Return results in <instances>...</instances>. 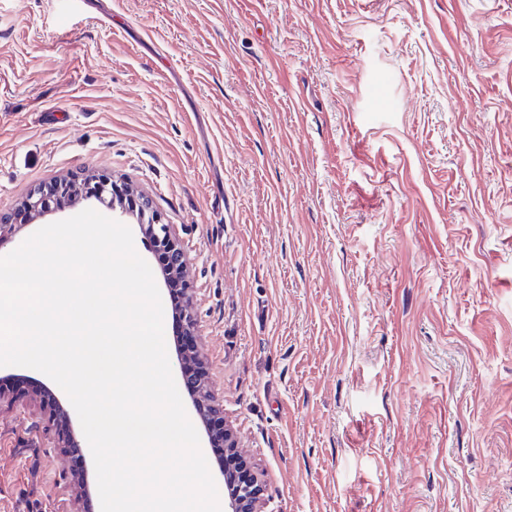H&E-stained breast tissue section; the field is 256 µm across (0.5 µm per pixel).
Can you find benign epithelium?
I'll return each mask as SVG.
<instances>
[{"label": "benign epithelium", "instance_id": "benign-epithelium-1", "mask_svg": "<svg viewBox=\"0 0 512 512\" xmlns=\"http://www.w3.org/2000/svg\"><path fill=\"white\" fill-rule=\"evenodd\" d=\"M130 196V189L122 187L105 174L88 171L81 175L56 179L47 186L31 191L12 211L0 213V241L50 214L75 209L83 202L94 199L110 208L113 219L119 222L127 217L137 220L143 239L149 242L155 253L166 257V266L161 270L164 281L182 279L186 257L175 229L162 222L160 215L153 210L150 198L141 194L130 204L127 202ZM194 359L198 363L196 375L191 377L182 371L180 379L194 397L199 421L205 427L211 421L216 422L221 428V446L232 452L237 447V440L225 428L224 415L219 406L212 402L206 390V368L199 352H194ZM43 397L68 453L87 457L88 445L76 436L73 428V409L64 405L47 386L43 388ZM234 480L236 490L229 497L230 512H261L259 500L263 489L258 476L241 464L235 470Z\"/></svg>", "mask_w": 512, "mask_h": 512}]
</instances>
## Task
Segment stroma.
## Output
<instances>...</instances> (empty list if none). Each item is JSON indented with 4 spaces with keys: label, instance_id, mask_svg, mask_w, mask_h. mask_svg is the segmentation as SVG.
Wrapping results in <instances>:
<instances>
[{
    "label": "stroma",
    "instance_id": "stroma-1",
    "mask_svg": "<svg viewBox=\"0 0 512 512\" xmlns=\"http://www.w3.org/2000/svg\"><path fill=\"white\" fill-rule=\"evenodd\" d=\"M0 0V211L95 171L176 225L264 512H512V0ZM0 512H99L38 386Z\"/></svg>",
    "mask_w": 512,
    "mask_h": 512
}]
</instances>
